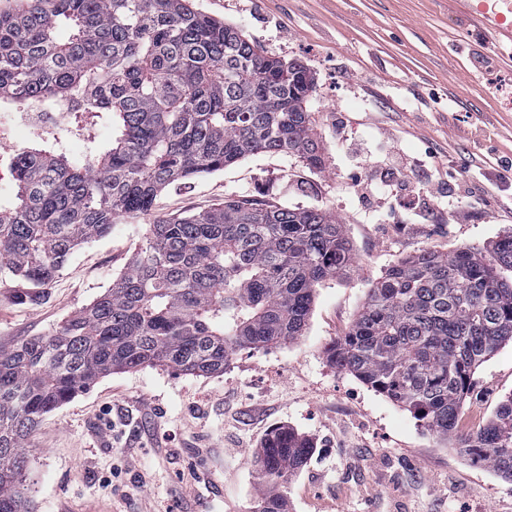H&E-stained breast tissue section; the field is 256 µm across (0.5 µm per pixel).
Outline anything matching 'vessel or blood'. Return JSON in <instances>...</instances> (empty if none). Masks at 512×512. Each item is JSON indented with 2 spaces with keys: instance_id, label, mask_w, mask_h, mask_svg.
Here are the masks:
<instances>
[{
  "instance_id": "vessel-or-blood-1",
  "label": "vessel or blood",
  "mask_w": 512,
  "mask_h": 512,
  "mask_svg": "<svg viewBox=\"0 0 512 512\" xmlns=\"http://www.w3.org/2000/svg\"><path fill=\"white\" fill-rule=\"evenodd\" d=\"M448 12L468 32L458 45L459 54L478 51L481 38L487 36L494 44L492 63L512 59V0H448Z\"/></svg>"
}]
</instances>
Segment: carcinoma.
<instances>
[{"label":"carcinoma","instance_id":"obj_1","mask_svg":"<svg viewBox=\"0 0 512 512\" xmlns=\"http://www.w3.org/2000/svg\"><path fill=\"white\" fill-rule=\"evenodd\" d=\"M314 78L265 54L192 0H16L0 9V103L104 114L112 140L76 161L59 143L11 160L0 274L47 286L119 216L153 212L168 186L259 152L324 166L307 102ZM344 225L322 210L227 197L157 217L112 288L50 336L0 348V512H31L24 470L44 415L99 379L146 367L221 375L244 350L303 336L317 288L347 274ZM512 232L485 248H427L370 288L327 351L439 440L512 482V394L473 434L458 422L475 371L512 341ZM309 440L273 431L254 460V512H288Z\"/></svg>","mask_w":512,"mask_h":512}]
</instances>
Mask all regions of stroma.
<instances>
[{
    "label": "stroma",
    "mask_w": 512,
    "mask_h": 512,
    "mask_svg": "<svg viewBox=\"0 0 512 512\" xmlns=\"http://www.w3.org/2000/svg\"><path fill=\"white\" fill-rule=\"evenodd\" d=\"M194 5L312 72L307 109L326 163L315 169L294 156L251 154L169 187L154 215L198 214L230 196L320 209L345 225L355 266L322 283L293 342L240 352L220 376L161 367L115 373L46 414L25 471L34 512H188L201 498L211 512H252L253 461L280 427L314 446L291 481L290 512H512V483L440 443L326 356L390 266L425 248H481L512 232V66L453 52L462 29L445 0ZM385 136L423 165L359 201L352 181L372 165L354 161L349 147H374ZM440 182L451 199L438 197ZM150 218H117L37 295L1 275L0 347L54 334L106 293ZM511 393L509 341L477 369L460 433L476 432Z\"/></svg>",
    "instance_id": "obj_1"
}]
</instances>
